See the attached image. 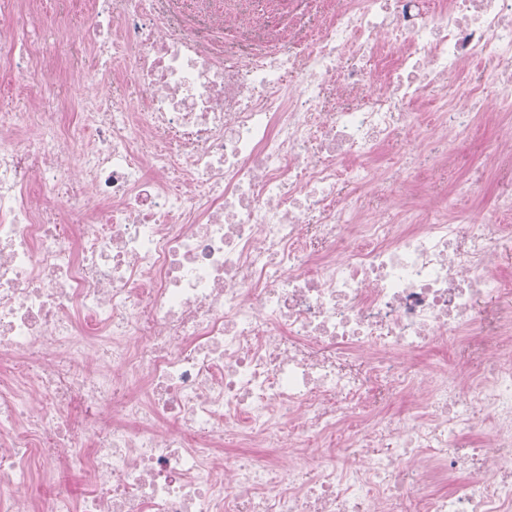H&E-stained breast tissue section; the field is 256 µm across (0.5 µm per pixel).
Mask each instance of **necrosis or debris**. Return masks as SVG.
<instances>
[{
	"label": "necrosis or debris",
	"instance_id": "4bbe7bcc",
	"mask_svg": "<svg viewBox=\"0 0 512 512\" xmlns=\"http://www.w3.org/2000/svg\"><path fill=\"white\" fill-rule=\"evenodd\" d=\"M176 4L87 10L85 81L138 110L0 114V512H512V125L478 219L368 165L512 112V0H341L268 52ZM450 339L481 367L418 364ZM113 86L114 88V94H116L118 97L122 98L127 102V104H130L134 107H137L141 104L142 90L135 85L134 83H131L130 81H120L118 84L112 85L109 89H97L95 93H99L102 96H104L109 104H112V92H113Z\"/></svg>",
	"mask_w": 512,
	"mask_h": 512
}]
</instances>
